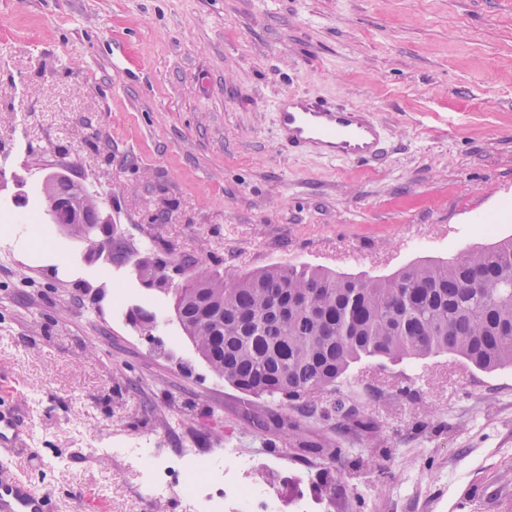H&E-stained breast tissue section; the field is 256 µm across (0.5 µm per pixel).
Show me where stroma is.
I'll return each mask as SVG.
<instances>
[{
    "mask_svg": "<svg viewBox=\"0 0 512 512\" xmlns=\"http://www.w3.org/2000/svg\"><path fill=\"white\" fill-rule=\"evenodd\" d=\"M286 92L373 110L387 163L281 150ZM58 171L177 286L191 260L374 278L512 237V0H0V414L20 420L0 464L51 512H212L214 451L236 440L289 507L512 512V367L360 362L342 390L369 430L243 393L169 297L44 217ZM147 440L192 449L194 504L145 496L126 451Z\"/></svg>",
    "mask_w": 512,
    "mask_h": 512,
    "instance_id": "35a3bbf8",
    "label": "stroma"
}]
</instances>
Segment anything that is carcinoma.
<instances>
[{"label":"carcinoma","mask_w":512,"mask_h":512,"mask_svg":"<svg viewBox=\"0 0 512 512\" xmlns=\"http://www.w3.org/2000/svg\"><path fill=\"white\" fill-rule=\"evenodd\" d=\"M63 200L69 178L44 179ZM198 356L224 382L284 395L310 416L368 428L341 384L362 360L421 361L448 352L483 372L512 367V238L450 260L413 263L389 278L313 266H271L236 275L199 265L164 288ZM328 391L320 408L307 398Z\"/></svg>","instance_id":"1"}]
</instances>
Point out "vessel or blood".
<instances>
[{
	"label": "vessel or blood",
	"mask_w": 512,
	"mask_h": 512,
	"mask_svg": "<svg viewBox=\"0 0 512 512\" xmlns=\"http://www.w3.org/2000/svg\"><path fill=\"white\" fill-rule=\"evenodd\" d=\"M276 133L288 148L335 162L355 159L383 163L386 126L367 109L341 104L324 96L287 92L274 104ZM43 496L0 477V512H47Z\"/></svg>",
	"instance_id": "b4317fda"
}]
</instances>
